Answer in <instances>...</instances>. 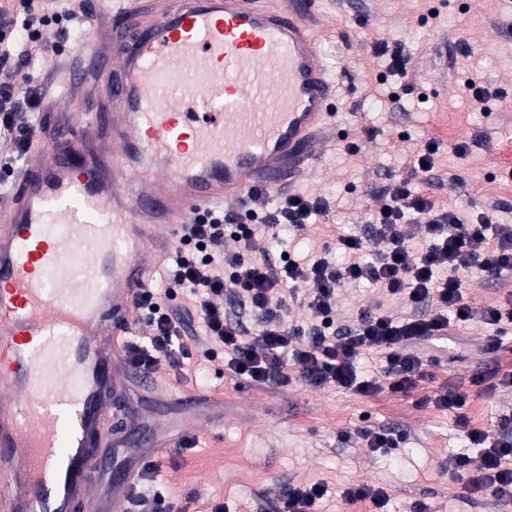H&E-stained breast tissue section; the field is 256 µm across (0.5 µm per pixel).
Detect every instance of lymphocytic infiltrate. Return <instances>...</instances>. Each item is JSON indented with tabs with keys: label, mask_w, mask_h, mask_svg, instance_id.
I'll return each instance as SVG.
<instances>
[{
	"label": "lymphocytic infiltrate",
	"mask_w": 512,
	"mask_h": 512,
	"mask_svg": "<svg viewBox=\"0 0 512 512\" xmlns=\"http://www.w3.org/2000/svg\"><path fill=\"white\" fill-rule=\"evenodd\" d=\"M36 0H5L0 6V140L10 145L8 158L20 161L33 145L30 116L40 111L43 89L28 70L16 40L18 29L47 25L53 12L38 21H18L17 7L33 9ZM369 237H338L340 261L319 257L309 263L282 258L273 264L269 244L282 225L300 227L328 216L321 196L283 192L273 207L253 213L248 223L216 212L193 219L179 238L170 282L186 290L189 304L202 320L208 339L223 348L232 379L285 385L291 379L314 388L344 389L365 396L388 390L409 393L425 375L416 349L422 341L447 338L451 326L470 321L473 307L465 297L470 280L497 279L512 270V224H496L487 215L470 221L456 210L440 208L408 180L395 179L375 197ZM235 225L240 247L224 253V227ZM419 228L427 246L412 249L410 228ZM367 284L386 295L406 299L416 313L405 315L363 305L352 324L342 323L336 309L341 281ZM303 292L305 324L287 326L277 317L286 294ZM135 312L149 313L153 333L146 343L123 340L121 359L132 371L151 376L159 369L180 371L191 358L183 342L185 321L154 286L142 288ZM376 352L384 356L383 379H364L359 362ZM468 397L456 389L441 391L431 403L455 410L457 424L477 448L480 464L469 475L467 453L451 455L448 466L468 484L512 501V417L500 423L501 437L470 428L464 412ZM154 464H144L131 495L145 512H177L167 494L154 489ZM329 493L324 481L284 484L278 512H315Z\"/></svg>",
	"instance_id": "obj_1"
}]
</instances>
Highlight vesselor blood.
Listing matches in <instances>:
<instances>
[{"mask_svg":"<svg viewBox=\"0 0 512 512\" xmlns=\"http://www.w3.org/2000/svg\"><path fill=\"white\" fill-rule=\"evenodd\" d=\"M80 70L78 114L50 110L0 195V512L89 497L112 403V350L193 214L314 168L334 86L311 0H118Z\"/></svg>","mask_w":512,"mask_h":512,"instance_id":"1","label":"vessel or blood"}]
</instances>
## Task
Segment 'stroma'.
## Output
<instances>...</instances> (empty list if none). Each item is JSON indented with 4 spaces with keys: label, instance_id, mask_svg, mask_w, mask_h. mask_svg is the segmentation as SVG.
I'll return each mask as SVG.
<instances>
[{
    "label": "stroma",
    "instance_id": "1",
    "mask_svg": "<svg viewBox=\"0 0 512 512\" xmlns=\"http://www.w3.org/2000/svg\"><path fill=\"white\" fill-rule=\"evenodd\" d=\"M323 17L318 52L336 82L331 110L336 135L318 167L291 183L294 192L323 196L330 214L306 230L285 228L272 262L336 255V236L369 235L361 205L367 194L407 176L414 146L423 139L443 149L426 191L441 208L467 217L487 213L512 224V0H316ZM63 27L41 29L27 42L29 66L48 88L49 100L67 101L68 74L81 64L110 0H55ZM400 43L412 56L407 77L387 73V56L375 41ZM478 78L493 95L477 109L464 90ZM368 128L359 152L348 142ZM466 142L458 156L451 147ZM493 326L474 315L450 352L429 364L408 394L363 396L336 388L252 384L230 378L222 349H210L198 316L187 322L192 357L180 373L161 371L157 389L130 388L118 407L138 416L128 441L102 447L94 496L72 512H113L109 478L154 462L156 487L187 512H210L214 501L230 512H274L281 485L327 481L319 512H372L370 502L345 503L341 489L368 482L388 488L389 512H512L491 491H470L448 471V457L465 447L455 412L424 402L448 387L469 395L471 428L499 435L500 416L512 414V389L482 394L474 377L493 367L512 370V325L503 348L486 354L481 345ZM224 408L223 429L197 434L191 451L176 455L157 440L177 438L193 422L200 400ZM395 430L401 441L390 454H367L357 429Z\"/></svg>",
    "mask_w": 512,
    "mask_h": 512
}]
</instances>
